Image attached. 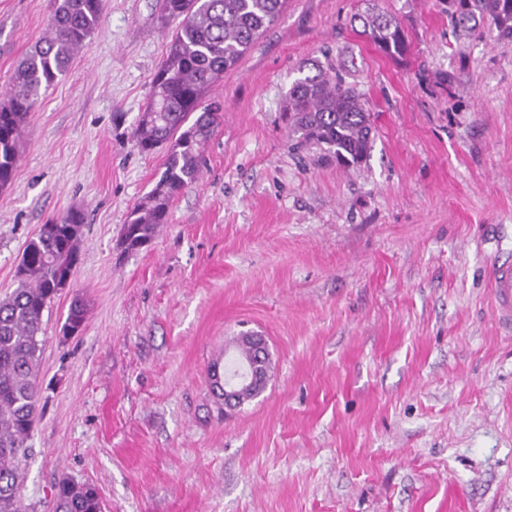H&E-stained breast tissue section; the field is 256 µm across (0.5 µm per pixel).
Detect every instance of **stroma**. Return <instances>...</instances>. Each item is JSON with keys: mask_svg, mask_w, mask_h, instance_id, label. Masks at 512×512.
<instances>
[{"mask_svg": "<svg viewBox=\"0 0 512 512\" xmlns=\"http://www.w3.org/2000/svg\"><path fill=\"white\" fill-rule=\"evenodd\" d=\"M53 8L0 0V98ZM370 11L398 19L405 57L361 36ZM173 30L161 0H105L0 189V300L41 225L84 214L75 278L42 316L29 512H53L64 478L104 512H512V330L491 288L512 259V44L453 34L447 0H286L209 93L199 181L128 251L164 162L132 131ZM307 62L363 94L360 165L293 150L286 94ZM244 333L274 369L228 412L210 367Z\"/></svg>", "mask_w": 512, "mask_h": 512, "instance_id": "stroma-1", "label": "stroma"}]
</instances>
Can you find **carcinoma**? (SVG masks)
I'll return each instance as SVG.
<instances>
[{
  "instance_id": "carcinoma-1",
  "label": "carcinoma",
  "mask_w": 512,
  "mask_h": 512,
  "mask_svg": "<svg viewBox=\"0 0 512 512\" xmlns=\"http://www.w3.org/2000/svg\"><path fill=\"white\" fill-rule=\"evenodd\" d=\"M455 27L471 32L495 26L512 42V0H448ZM48 32L18 63L10 91L0 102V188L13 179L21 125L98 28L104 0H55ZM285 0H163V18L177 23L166 60L153 76L151 93L132 133L144 154L169 145L165 170L150 194L130 212L122 244L137 250L168 223L171 199L200 178L201 149L214 133L219 104L206 98L224 71L235 66L278 19ZM363 34L385 54L404 56L405 30L380 13L360 17ZM288 121L296 145L315 143L345 167L361 163L373 143L371 113L342 76L318 70L288 90ZM83 213L69 211L42 225L23 252L19 286L0 301V512H26L21 459L37 418L42 315L73 277L79 261ZM84 305L74 302L62 327L81 330ZM268 372L239 392L243 405L259 397ZM53 512H101L90 486L63 480Z\"/></svg>"
}]
</instances>
